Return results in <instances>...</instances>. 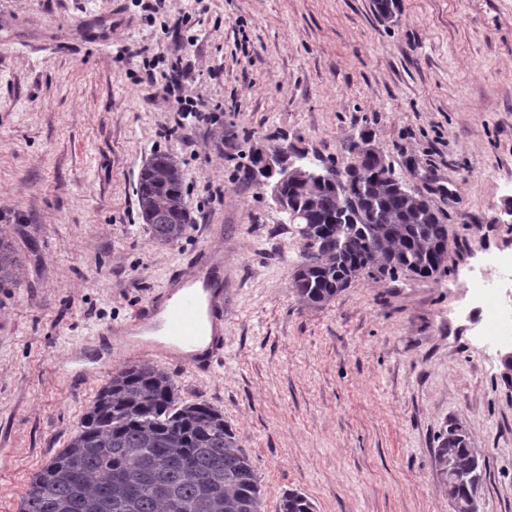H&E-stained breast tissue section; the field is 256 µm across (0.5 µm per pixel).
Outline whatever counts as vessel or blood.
<instances>
[{"instance_id": "1", "label": "vessel or blood", "mask_w": 512, "mask_h": 512, "mask_svg": "<svg viewBox=\"0 0 512 512\" xmlns=\"http://www.w3.org/2000/svg\"><path fill=\"white\" fill-rule=\"evenodd\" d=\"M174 271L166 285L113 325L112 352L124 360L153 356L208 374L224 357V254L208 248Z\"/></svg>"}]
</instances>
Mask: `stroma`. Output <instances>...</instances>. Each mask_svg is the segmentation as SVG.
<instances>
[{
	"label": "stroma",
	"instance_id": "35a3bbf8",
	"mask_svg": "<svg viewBox=\"0 0 512 512\" xmlns=\"http://www.w3.org/2000/svg\"><path fill=\"white\" fill-rule=\"evenodd\" d=\"M188 18L169 29L171 14ZM183 78L220 125L173 117L145 65ZM449 229L431 279L359 278L312 307L300 240L249 177L262 145L340 161L362 133ZM182 162L195 222L157 243L135 186ZM512 0H0V236L25 277L0 289V512L65 448L123 368L74 360L207 247L224 253V363L171 362L181 401L219 408L260 476L315 512H450L435 460L449 421L485 454L483 512H512V344L487 346L469 275L512 250Z\"/></svg>",
	"mask_w": 512,
	"mask_h": 512
}]
</instances>
